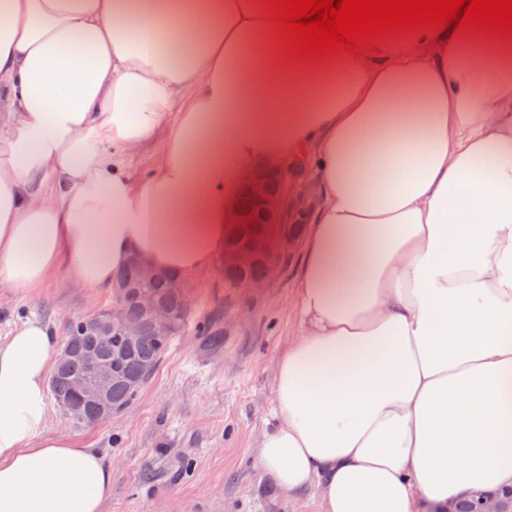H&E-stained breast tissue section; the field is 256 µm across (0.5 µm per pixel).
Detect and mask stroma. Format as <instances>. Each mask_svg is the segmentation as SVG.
<instances>
[{
	"instance_id": "stroma-1",
	"label": "stroma",
	"mask_w": 512,
	"mask_h": 512,
	"mask_svg": "<svg viewBox=\"0 0 512 512\" xmlns=\"http://www.w3.org/2000/svg\"><path fill=\"white\" fill-rule=\"evenodd\" d=\"M299 270L291 253L259 299L243 300L247 320L228 328L221 350H204L191 329L178 336L127 411L85 426L50 405L48 435L99 449L112 470L103 512H318L314 490L288 495L255 458L257 437L273 424L277 359L295 335L288 301ZM188 285L194 318L223 308L221 263ZM110 299V291L75 287L62 269L29 293L0 288V342L33 316L63 341L71 319Z\"/></svg>"
}]
</instances>
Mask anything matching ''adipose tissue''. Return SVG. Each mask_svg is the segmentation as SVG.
<instances>
[{"instance_id":"1","label":"adipose tissue","mask_w":512,"mask_h":512,"mask_svg":"<svg viewBox=\"0 0 512 512\" xmlns=\"http://www.w3.org/2000/svg\"><path fill=\"white\" fill-rule=\"evenodd\" d=\"M262 167L315 187L262 471L319 512L512 486V43L289 64L262 0H0V288L107 287L134 252L195 274ZM54 357L37 318L0 343V512L111 493L98 449L45 434ZM163 132L152 142L147 143L130 159V169L137 178L145 176L152 168L161 146Z\"/></svg>"}]
</instances>
